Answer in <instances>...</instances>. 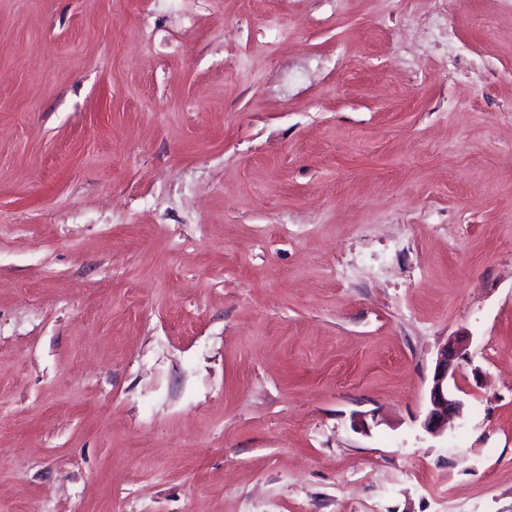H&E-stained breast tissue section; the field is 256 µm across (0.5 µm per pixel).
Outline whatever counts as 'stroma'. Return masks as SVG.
<instances>
[{"label":"stroma","mask_w":512,"mask_h":512,"mask_svg":"<svg viewBox=\"0 0 512 512\" xmlns=\"http://www.w3.org/2000/svg\"><path fill=\"white\" fill-rule=\"evenodd\" d=\"M432 10L0 0V512H512V0ZM467 340V336H453L439 352L423 422L431 435L448 431V423L460 408L461 402L448 389V376H453L455 361L463 354Z\"/></svg>","instance_id":"obj_1"}]
</instances>
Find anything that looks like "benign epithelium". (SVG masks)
<instances>
[{
	"label": "benign epithelium",
	"mask_w": 512,
	"mask_h": 512,
	"mask_svg": "<svg viewBox=\"0 0 512 512\" xmlns=\"http://www.w3.org/2000/svg\"><path fill=\"white\" fill-rule=\"evenodd\" d=\"M466 346L467 337L454 336L439 352L423 422L425 430L434 436L448 430V423L460 408L461 402L448 389V377L453 375L455 361Z\"/></svg>",
	"instance_id": "benign-epithelium-1"
}]
</instances>
